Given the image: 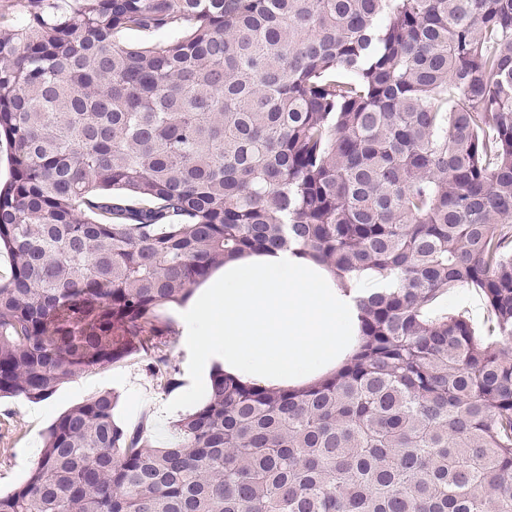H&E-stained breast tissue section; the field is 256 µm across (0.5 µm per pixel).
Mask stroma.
<instances>
[{"label":"stroma","mask_w":512,"mask_h":512,"mask_svg":"<svg viewBox=\"0 0 512 512\" xmlns=\"http://www.w3.org/2000/svg\"><path fill=\"white\" fill-rule=\"evenodd\" d=\"M189 313L186 302L167 304L155 312L160 329L155 343L179 371L177 388H164L151 373L148 358L138 353L72 376L47 400L1 399L0 492L10 493L24 482L43 451L48 427L59 415L100 391L119 393L116 419L121 425L144 424L154 445L165 443L172 421L204 402L214 367L186 330Z\"/></svg>","instance_id":"obj_1"}]
</instances>
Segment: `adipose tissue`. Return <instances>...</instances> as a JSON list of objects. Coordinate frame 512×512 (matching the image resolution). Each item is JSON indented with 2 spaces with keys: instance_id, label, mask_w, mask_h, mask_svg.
Instances as JSON below:
<instances>
[{
  "instance_id": "1",
  "label": "adipose tissue",
  "mask_w": 512,
  "mask_h": 512,
  "mask_svg": "<svg viewBox=\"0 0 512 512\" xmlns=\"http://www.w3.org/2000/svg\"><path fill=\"white\" fill-rule=\"evenodd\" d=\"M200 351L225 373L266 388L308 382L359 343L354 294L314 260L288 250L225 262L187 320Z\"/></svg>"
}]
</instances>
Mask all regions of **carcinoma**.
<instances>
[{
    "mask_svg": "<svg viewBox=\"0 0 512 512\" xmlns=\"http://www.w3.org/2000/svg\"><path fill=\"white\" fill-rule=\"evenodd\" d=\"M20 6L0 9V398L149 352L155 310L246 252L397 288L358 299L334 374L272 391L217 368L163 447L95 394L0 512H512V0ZM459 286L490 342L428 315ZM181 31H159L153 33H145L139 31L124 30L116 34V39L128 45L148 46L153 43L166 42L175 35H180Z\"/></svg>",
    "mask_w": 512,
    "mask_h": 512,
    "instance_id": "carcinoma-1",
    "label": "carcinoma"
}]
</instances>
